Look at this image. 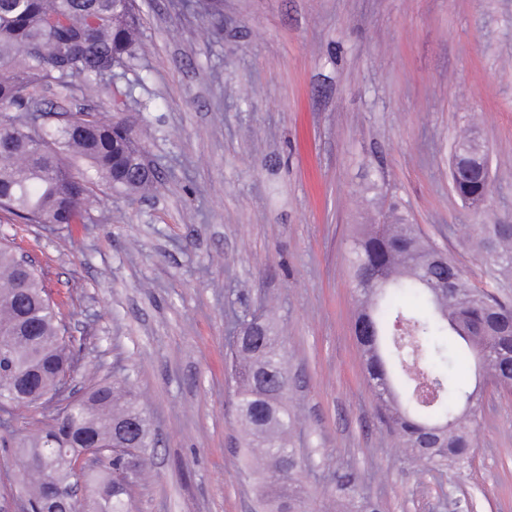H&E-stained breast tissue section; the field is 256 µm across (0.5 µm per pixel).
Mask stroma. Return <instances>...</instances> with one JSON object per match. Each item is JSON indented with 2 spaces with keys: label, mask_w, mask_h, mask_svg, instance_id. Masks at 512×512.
I'll list each match as a JSON object with an SVG mask.
<instances>
[{
  "label": "stroma",
  "mask_w": 512,
  "mask_h": 512,
  "mask_svg": "<svg viewBox=\"0 0 512 512\" xmlns=\"http://www.w3.org/2000/svg\"><path fill=\"white\" fill-rule=\"evenodd\" d=\"M116 101L41 90L144 128L154 192L98 193L85 224H1L35 257L74 353L67 379L127 378L157 442L134 512H257L230 318L264 311L288 355L290 445L313 512L354 471L383 512H512V394L486 397L464 469L426 472L383 422L354 334L348 248L375 197L473 279L482 224H512V0H138ZM137 99L127 110L121 95ZM491 147L484 212L451 189L453 141Z\"/></svg>",
  "instance_id": "obj_1"
}]
</instances>
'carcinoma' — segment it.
<instances>
[{"label": "carcinoma", "instance_id": "1", "mask_svg": "<svg viewBox=\"0 0 512 512\" xmlns=\"http://www.w3.org/2000/svg\"><path fill=\"white\" fill-rule=\"evenodd\" d=\"M136 0H0V218L13 224H84L96 190L139 192L158 178L133 163L140 148L124 121L92 107H54L37 98L44 88L69 89L81 79L112 99V69L141 48ZM464 161L451 173L460 200L480 211L490 195L489 167ZM480 245L490 267L478 284L420 233L398 205L363 224L349 247L359 310L354 331L380 415L411 457L430 471L461 468L473 456L480 379H512V292L500 275L512 273V224H482ZM242 324L229 337L236 405L254 452L249 474L268 512H309L310 490L301 480L303 459L288 447L289 379L280 338L261 323V334ZM62 315L44 272L0 236V336L10 355L0 363V408L23 388L42 405L48 422H23L20 436L0 439L16 448L21 494L31 512L47 507L49 488L74 483L71 460L95 449L105 456L83 474L80 512H132V487L121 478L132 458L141 480L155 443L150 420L124 380L96 381L81 400L50 404L72 360ZM473 361L475 383L448 374L444 365ZM351 496L342 512H381L378 499L357 485L354 473L336 474Z\"/></svg>", "mask_w": 512, "mask_h": 512}]
</instances>
